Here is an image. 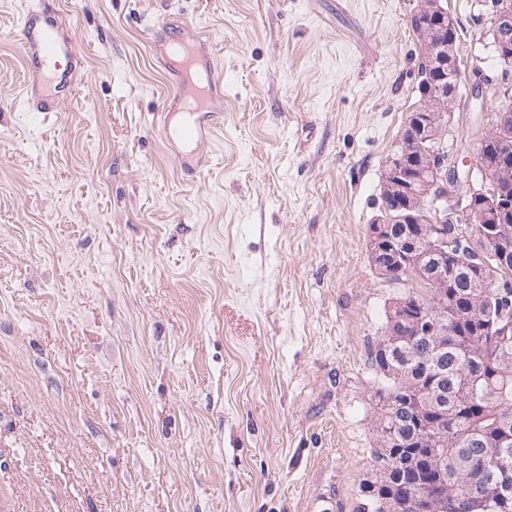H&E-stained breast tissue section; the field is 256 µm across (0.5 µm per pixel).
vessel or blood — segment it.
<instances>
[{
    "instance_id": "1",
    "label": "vessel or blood",
    "mask_w": 512,
    "mask_h": 512,
    "mask_svg": "<svg viewBox=\"0 0 512 512\" xmlns=\"http://www.w3.org/2000/svg\"><path fill=\"white\" fill-rule=\"evenodd\" d=\"M196 42V36L180 26L161 47L164 55L179 64L172 99L185 113L176 126L171 125L169 113H160L161 130L169 141L207 142L224 122L223 77L214 58L199 60ZM19 51L29 75L25 88L28 106L40 112L58 110L73 96L76 76L84 68L85 59L75 46L68 17L50 0H38L23 17Z\"/></svg>"
}]
</instances>
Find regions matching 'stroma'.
Returning <instances> with one entry per match:
<instances>
[{"label": "stroma", "instance_id": "1", "mask_svg": "<svg viewBox=\"0 0 512 512\" xmlns=\"http://www.w3.org/2000/svg\"><path fill=\"white\" fill-rule=\"evenodd\" d=\"M54 2L86 64L70 102L35 112L33 0H0V512H356L371 354L422 288L367 252L421 103L416 0ZM445 6L454 172L512 72L492 0ZM171 13L224 80V130L197 156L158 126L173 66L150 30Z\"/></svg>", "mask_w": 512, "mask_h": 512}]
</instances>
